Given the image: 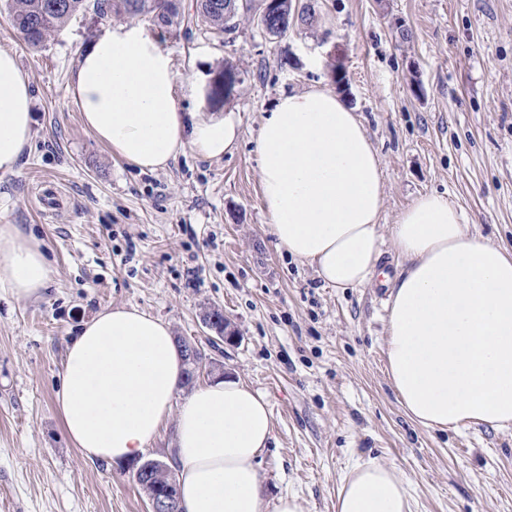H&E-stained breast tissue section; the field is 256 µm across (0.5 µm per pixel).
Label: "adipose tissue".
Wrapping results in <instances>:
<instances>
[{"label":"adipose tissue","mask_w":512,"mask_h":512,"mask_svg":"<svg viewBox=\"0 0 512 512\" xmlns=\"http://www.w3.org/2000/svg\"><path fill=\"white\" fill-rule=\"evenodd\" d=\"M169 53L139 27L105 31L82 54L71 95L84 126L141 170L192 149L221 157L240 135L234 113L181 111ZM29 81L0 51V172H13L34 123ZM269 232L324 284L377 280L383 244L404 270L390 293L385 355L390 381L417 424L440 430L512 427V252L470 232L443 194L419 196L379 232L380 158L350 108L312 88L281 96L257 140ZM51 266L40 240L0 224V289L40 298ZM184 363L169 325L134 307L97 312L66 349L55 393L64 430L88 460L131 462L175 419L181 512H264L257 460L273 438L266 397L226 377L183 403ZM336 512H413L395 467L356 461Z\"/></svg>","instance_id":"ef3b65f1"}]
</instances>
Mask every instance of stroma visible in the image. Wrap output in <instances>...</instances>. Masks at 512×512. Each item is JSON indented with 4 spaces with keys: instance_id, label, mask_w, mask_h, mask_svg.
<instances>
[{
    "instance_id": "stroma-1",
    "label": "stroma",
    "mask_w": 512,
    "mask_h": 512,
    "mask_svg": "<svg viewBox=\"0 0 512 512\" xmlns=\"http://www.w3.org/2000/svg\"><path fill=\"white\" fill-rule=\"evenodd\" d=\"M310 21L273 36L242 13L219 37L206 23L174 32L150 17L77 14L28 47L0 0V50L33 93V136L0 173V224L42 241L49 288L37 300L0 290V512H147L131 465L92 462L67 441L55 404L64 353L82 322L114 306L167 322L215 375L261 391L273 438L258 465L265 512H335L342 478L374 459L410 482L415 512H512V429L425 428L386 373V287L330 288L276 247L262 206L255 141L282 95L321 87L361 118L383 171L381 229L438 192L472 232L512 252V0H312ZM136 24L169 52L182 111L232 112L235 147L185 150L142 171L87 131L70 93L81 53L107 29ZM230 71L220 100L191 84ZM52 184L54 202L37 189ZM238 331L212 348L202 316Z\"/></svg>"
}]
</instances>
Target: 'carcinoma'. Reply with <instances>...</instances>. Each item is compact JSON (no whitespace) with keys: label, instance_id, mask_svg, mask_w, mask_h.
Segmentation results:
<instances>
[{"label":"carcinoma","instance_id":"cac0c4a2","mask_svg":"<svg viewBox=\"0 0 512 512\" xmlns=\"http://www.w3.org/2000/svg\"><path fill=\"white\" fill-rule=\"evenodd\" d=\"M252 0H195L194 13H187L181 6V0H10L16 30L29 46L36 48L51 33L64 27L80 11L88 8L94 14L104 18L112 13L130 17L151 15L159 25L175 30L189 29L196 19L204 20L222 35L235 29V18L242 10H251ZM281 12L274 16L263 12L258 14V23H268L266 32L282 35L288 31L290 19L298 15L301 20L311 19L314 6L303 3L296 6L294 0H281Z\"/></svg>","mask_w":512,"mask_h":512}]
</instances>
